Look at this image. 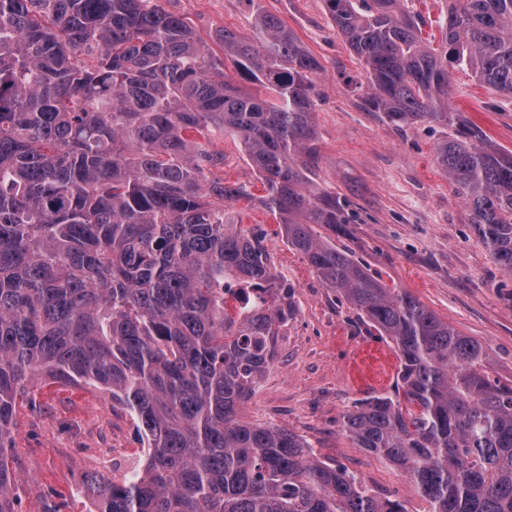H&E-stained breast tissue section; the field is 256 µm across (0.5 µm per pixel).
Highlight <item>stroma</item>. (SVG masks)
<instances>
[{"label":"stroma","instance_id":"obj_1","mask_svg":"<svg viewBox=\"0 0 512 512\" xmlns=\"http://www.w3.org/2000/svg\"><path fill=\"white\" fill-rule=\"evenodd\" d=\"M204 39L220 30L252 32L262 8L291 29L318 59L314 137L303 172L314 187L336 194L356 217L339 249L389 287L416 297L488 353L489 375L512 384V274L490 258L469 222V208L435 161L444 138L419 122L398 129L364 105V72L329 18L323 0H163ZM450 103L461 122L479 126L512 151V95L492 92L468 73L451 70ZM223 152L226 183L247 185L254 201H230L228 216L262 233L278 275L295 287L296 316L280 329L275 356L240 410L243 422L284 428L306 439L322 461L364 477L381 498L405 512H429L409 479L356 448L343 428L359 403L391 389L399 360L393 344L367 331L335 289L289 249L239 139L209 134ZM15 450L21 512H91L83 478L111 474L137 460L141 443L129 414L93 389L39 379L17 407Z\"/></svg>","mask_w":512,"mask_h":512}]
</instances>
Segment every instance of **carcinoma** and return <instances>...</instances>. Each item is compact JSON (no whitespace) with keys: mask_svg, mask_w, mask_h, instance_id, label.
<instances>
[{"mask_svg":"<svg viewBox=\"0 0 512 512\" xmlns=\"http://www.w3.org/2000/svg\"><path fill=\"white\" fill-rule=\"evenodd\" d=\"M324 4L369 111L454 129L436 162L512 273V151L448 102L450 65L512 95V0H448L442 53L407 0ZM216 39L222 58L162 0H0V512H18L8 456L37 376L110 393L147 448L126 472L85 476L96 512H405L298 435L238 418L294 288L262 237L224 218L252 194L213 179L209 127L239 136L288 247L395 347L393 391L345 418L356 447L432 512H512V387L479 342L315 230L351 223L298 161L320 62L259 8L251 36Z\"/></svg>","mask_w":512,"mask_h":512,"instance_id":"1","label":"carcinoma"}]
</instances>
